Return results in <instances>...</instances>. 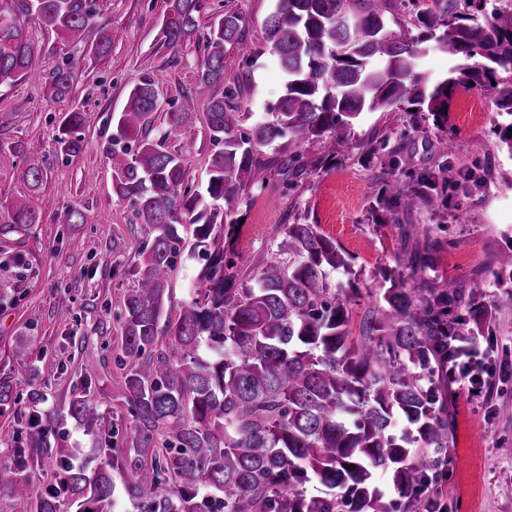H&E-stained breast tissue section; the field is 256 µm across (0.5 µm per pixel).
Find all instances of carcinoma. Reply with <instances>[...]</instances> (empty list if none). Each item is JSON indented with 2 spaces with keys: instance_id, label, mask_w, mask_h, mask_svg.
Masks as SVG:
<instances>
[{
  "instance_id": "cac0c4a2",
  "label": "carcinoma",
  "mask_w": 512,
  "mask_h": 512,
  "mask_svg": "<svg viewBox=\"0 0 512 512\" xmlns=\"http://www.w3.org/2000/svg\"><path fill=\"white\" fill-rule=\"evenodd\" d=\"M406 0H275L263 46L275 56L284 90L265 121L245 127L248 113L217 96L224 84V46L241 45L242 20L226 13L205 36L194 94L207 101L215 150L206 185L189 184L182 156L164 148L184 131L188 112L165 113L159 136L149 135L158 111L152 80L133 84L110 139L112 187L129 201L143 241L112 319L119 328L117 398L131 441L107 440V465L87 474L59 458L57 485L43 493L28 480L13 482L17 498L36 512H112L117 471L124 492L142 512H394L427 486L448 447V418L440 384L451 377L459 340L476 335L472 317L488 315L483 283L468 297L448 283L408 288L396 267L374 275L378 292L359 287L352 258L317 224H280L277 257L246 274L231 257L233 215L272 165L255 148L280 145V172L304 171L316 160L305 143L347 140L354 121L369 112L409 104L448 123V101L458 88L486 90L496 102L500 149L512 153V3L433 0L416 14L413 38L389 29L396 2ZM96 0H0V88L38 75L20 16L34 15L61 41L78 42ZM200 0H171L161 40L175 48L198 32ZM434 41L448 53L446 75L418 68L419 46ZM67 64L51 67L54 96L69 92ZM83 110L66 113L58 144L79 151ZM9 152L26 164L36 190L39 160L22 142ZM435 183L413 189L394 179L381 194L405 210L423 205ZM25 202L0 205V238L39 223ZM203 258L187 297L172 300L178 258ZM500 285L512 288V247L495 256ZM341 271L346 283L334 284ZM368 310L358 331L350 305ZM73 416L93 426L97 406L76 400ZM42 442H24L15 464L28 466ZM388 477L393 498L380 488Z\"/></svg>"
}]
</instances>
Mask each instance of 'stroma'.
<instances>
[{
  "mask_svg": "<svg viewBox=\"0 0 512 512\" xmlns=\"http://www.w3.org/2000/svg\"><path fill=\"white\" fill-rule=\"evenodd\" d=\"M199 32L178 48L160 41L170 0H97V13L80 44H63L51 30L27 21L28 37L48 65L68 62L69 93L52 96L45 81L23 79L0 90V145L22 141L43 161L47 179L36 192L22 177L23 163L0 154V203L26 200L41 214L27 233L0 240V376L12 377L18 397L0 411V463L10 476L42 486L56 482L55 449L65 448L74 466L94 472L104 462L96 450L97 431L71 416V401L97 402L103 427L113 442L125 445L130 432L112 380L118 350L112 309L133 284L129 268L141 242L128 201L112 188L108 146L131 86L147 76L160 101L156 122L165 113H190L185 136L170 138L167 148L181 154L189 180L205 185L214 150L205 124L206 103L193 94L203 60L204 36L224 12L239 13L244 38L257 44L273 0H201ZM112 37L109 51L97 55L101 32ZM224 69L239 81L243 111L262 118L265 107L283 93L284 80L272 55L246 65L238 47H225ZM87 110L80 132L81 150L61 152L58 123L66 112ZM496 108L491 94L457 89L448 104V125L437 127L429 112L400 106L375 112L354 123L348 141L336 148L311 144L315 169L289 186L278 171L267 173L264 189L242 205L233 246L237 261L251 268L273 257L276 225L298 213L320 225L353 259L363 278L385 264L403 261L412 288H433L452 281L469 287L476 277L487 283L480 318V343L487 384L478 392L450 382L448 452L432 493L397 512H433L430 499L446 512H512V288L493 275L495 255L512 244V155L496 149ZM448 141L441 152L440 141ZM451 179L414 211L396 201H379L375 184L392 179L413 186L418 179ZM83 215L69 224L70 209ZM412 237L434 239L425 267L411 269L400 241L401 228ZM39 419L48 431L46 453L25 469L11 466L14 450Z\"/></svg>",
  "mask_w": 512,
  "mask_h": 512,
  "instance_id": "stroma-1",
  "label": "stroma"
}]
</instances>
